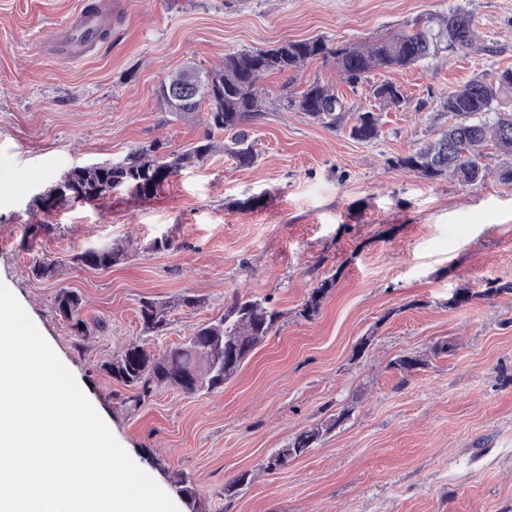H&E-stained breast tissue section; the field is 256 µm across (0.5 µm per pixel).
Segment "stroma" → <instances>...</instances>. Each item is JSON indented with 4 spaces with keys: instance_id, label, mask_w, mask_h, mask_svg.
<instances>
[{
    "instance_id": "obj_1",
    "label": "stroma",
    "mask_w": 512,
    "mask_h": 512,
    "mask_svg": "<svg viewBox=\"0 0 512 512\" xmlns=\"http://www.w3.org/2000/svg\"><path fill=\"white\" fill-rule=\"evenodd\" d=\"M88 2L0 0V283L132 459L163 489L181 477L194 486L195 507L179 512H512V294L447 305L455 289L512 282V184L463 186L387 164L436 138L448 90L512 68V0H116L104 39L61 63L42 43ZM456 6L473 13L485 52L370 74L398 83L404 108L317 59L264 78L272 106L251 127L252 167L220 152L149 197L117 189L32 205L71 167L202 138V120L170 121L159 100L186 66L209 70L226 53L287 40L371 42ZM314 80L377 112L379 137L360 142L278 106ZM257 195L260 208L237 209ZM31 224L55 227L38 246L65 259L55 278L29 271L33 254L19 244ZM113 243L130 252L112 268L68 262ZM331 274L319 314L298 317ZM62 288L84 299L85 338L55 311ZM182 295L203 303L174 305ZM244 295L270 298L282 318L223 388L159 389L136 404L105 371L130 342L176 346ZM145 298L172 304L162 336L143 329ZM443 342L452 351L435 354ZM405 355L426 367L399 374L391 363ZM345 406L350 418L307 454L265 470L271 452Z\"/></svg>"
}]
</instances>
